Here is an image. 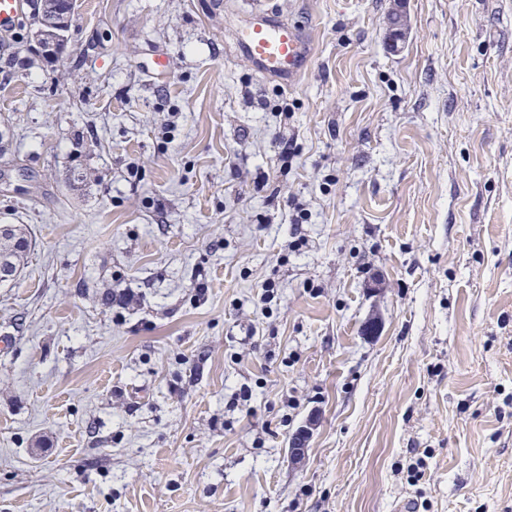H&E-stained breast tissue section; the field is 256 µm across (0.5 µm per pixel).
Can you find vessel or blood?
Segmentation results:
<instances>
[{"mask_svg": "<svg viewBox=\"0 0 512 512\" xmlns=\"http://www.w3.org/2000/svg\"><path fill=\"white\" fill-rule=\"evenodd\" d=\"M248 24L233 33L238 52L266 79L294 88L313 54L305 28L280 20L274 11L256 5Z\"/></svg>", "mask_w": 512, "mask_h": 512, "instance_id": "vessel-or-blood-1", "label": "vessel or blood"}]
</instances>
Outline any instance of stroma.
Instances as JSON below:
<instances>
[{
	"label": "stroma",
	"instance_id": "obj_1",
	"mask_svg": "<svg viewBox=\"0 0 512 512\" xmlns=\"http://www.w3.org/2000/svg\"><path fill=\"white\" fill-rule=\"evenodd\" d=\"M251 2L0 29V512H512V0H266L291 90ZM251 19L233 32L238 52L266 79L292 89L313 54L303 26L280 20L274 11L257 4ZM21 230L12 228L3 238L0 236V261L4 260L6 265L10 263L15 274L24 266L31 248V241Z\"/></svg>",
	"mask_w": 512,
	"mask_h": 512
}]
</instances>
